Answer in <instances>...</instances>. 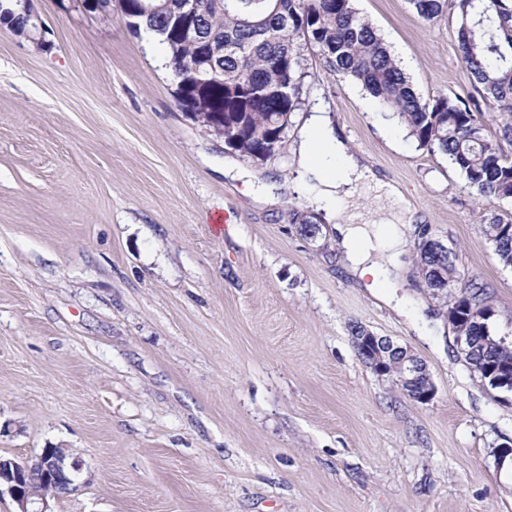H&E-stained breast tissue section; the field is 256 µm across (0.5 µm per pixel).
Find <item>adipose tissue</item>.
<instances>
[{"label":"adipose tissue","mask_w":512,"mask_h":512,"mask_svg":"<svg viewBox=\"0 0 512 512\" xmlns=\"http://www.w3.org/2000/svg\"><path fill=\"white\" fill-rule=\"evenodd\" d=\"M295 153L301 181L318 180L315 202L325 216H332V202L346 200L361 186L374 188L382 197L397 200L399 188L378 174L352 153L334 128L331 118L317 112L302 126ZM414 216L405 212L402 224L386 222L377 230L348 218L336 225V235L344 250L348 270L387 307L405 313L406 308L396 287L405 272L400 241L414 231Z\"/></svg>","instance_id":"obj_1"}]
</instances>
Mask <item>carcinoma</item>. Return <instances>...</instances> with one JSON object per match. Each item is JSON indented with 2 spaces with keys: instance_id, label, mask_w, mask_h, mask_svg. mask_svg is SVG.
<instances>
[{
  "instance_id": "cac0c4a2",
  "label": "carcinoma",
  "mask_w": 512,
  "mask_h": 512,
  "mask_svg": "<svg viewBox=\"0 0 512 512\" xmlns=\"http://www.w3.org/2000/svg\"><path fill=\"white\" fill-rule=\"evenodd\" d=\"M131 2L135 29L162 36L176 83L208 73L199 111L224 115L222 127L210 131L240 155L264 161L286 147L291 116L304 105L300 46L309 45L331 74L352 78L403 122L418 147L446 156L465 187L488 201H512V160L478 119L480 103L492 106L505 117L500 136L512 139V0H409L427 22L450 7L456 12L459 59L478 93L466 100L419 95L354 0H194L199 36L223 48L210 62L156 10L159 0ZM483 233L499 261L512 266V221L487 218ZM456 262L441 240L418 250L426 287L446 303L456 334L471 339L465 361L488 385V368L512 363V343L492 335L486 287L460 276Z\"/></svg>"
}]
</instances>
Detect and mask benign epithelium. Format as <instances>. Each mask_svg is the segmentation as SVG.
Segmentation results:
<instances>
[{"instance_id":"1","label":"benign epithelium","mask_w":512,"mask_h":512,"mask_svg":"<svg viewBox=\"0 0 512 512\" xmlns=\"http://www.w3.org/2000/svg\"><path fill=\"white\" fill-rule=\"evenodd\" d=\"M208 81L207 75L200 73L194 78V82L181 85L176 94L179 107L202 126L214 124L211 114L194 110L195 98L207 91ZM353 344L357 350L374 353V360L367 368L379 376L392 373V369L388 368V364L383 360L382 353L398 356V373L392 380L402 386H409L422 378L424 384L421 388L407 393V396L422 405L434 399L436 386L430 370L412 350L399 345L389 337L378 336L365 327L362 328L360 335L353 337ZM81 470L82 461L79 458L66 452L57 454L52 448L42 449L38 456L28 461L0 457V494H9L17 506L16 512H54L52 502L57 495L48 493L45 485H57L64 481L67 489L71 491L77 487V478Z\"/></svg>"}]
</instances>
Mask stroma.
Wrapping results in <instances>:
<instances>
[{
	"mask_svg": "<svg viewBox=\"0 0 512 512\" xmlns=\"http://www.w3.org/2000/svg\"><path fill=\"white\" fill-rule=\"evenodd\" d=\"M424 97L467 96L457 21L408 0H354ZM37 45L0 26V456L65 448L79 487L54 512H512V405L467 367L420 275L435 237L493 288L512 342V267L482 231L492 211L447 158L418 148L361 86L304 47L306 102L415 210L397 316L340 268L331 224L301 236L313 187L292 192L291 149L255 162L186 117L164 44L80 0H30ZM273 184L277 205L242 180ZM427 316L429 335L410 317ZM362 324L410 348L437 393L414 403L357 356Z\"/></svg>",
	"mask_w": 512,
	"mask_h": 512,
	"instance_id": "stroma-1",
	"label": "stroma"
}]
</instances>
